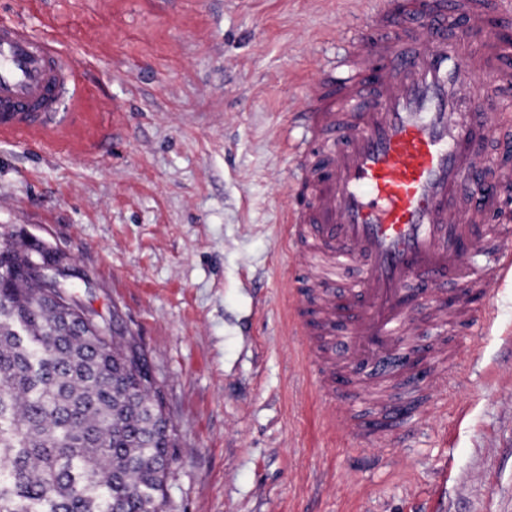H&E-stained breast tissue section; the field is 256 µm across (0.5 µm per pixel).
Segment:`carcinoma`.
I'll return each mask as SVG.
<instances>
[{"label": "carcinoma", "instance_id": "carcinoma-1", "mask_svg": "<svg viewBox=\"0 0 512 512\" xmlns=\"http://www.w3.org/2000/svg\"><path fill=\"white\" fill-rule=\"evenodd\" d=\"M28 248L0 239V512H168L160 386L127 369L110 319L60 302L83 270L46 288Z\"/></svg>", "mask_w": 512, "mask_h": 512}]
</instances>
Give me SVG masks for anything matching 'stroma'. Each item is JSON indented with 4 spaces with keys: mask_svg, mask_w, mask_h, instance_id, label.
<instances>
[{
    "mask_svg": "<svg viewBox=\"0 0 512 512\" xmlns=\"http://www.w3.org/2000/svg\"><path fill=\"white\" fill-rule=\"evenodd\" d=\"M381 0H0L78 69L73 145L0 141V234L94 272L174 433L170 512H512V275L449 326L403 448L330 431L290 324L293 115ZM103 155L80 142L102 129Z\"/></svg>",
    "mask_w": 512,
    "mask_h": 512,
    "instance_id": "35a3bbf8",
    "label": "stroma"
}]
</instances>
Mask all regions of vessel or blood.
<instances>
[{"label":"vessel or blood","instance_id":"b4317fda","mask_svg":"<svg viewBox=\"0 0 512 512\" xmlns=\"http://www.w3.org/2000/svg\"><path fill=\"white\" fill-rule=\"evenodd\" d=\"M500 0H401L367 16L340 74H321L297 118L309 138L285 232L305 245L289 306L310 302L320 337L314 385L353 438L388 445L425 419L429 389L405 368L461 311L448 295L490 294L512 271V206L493 185L512 177L484 145L497 122L479 77L512 65L490 19ZM74 65L49 37L0 21V138L57 143ZM493 256L472 264L465 245ZM426 295V311L410 303Z\"/></svg>","mask_w":512,"mask_h":512}]
</instances>
